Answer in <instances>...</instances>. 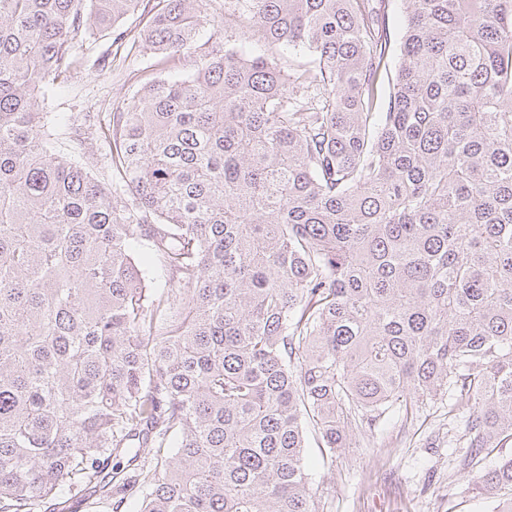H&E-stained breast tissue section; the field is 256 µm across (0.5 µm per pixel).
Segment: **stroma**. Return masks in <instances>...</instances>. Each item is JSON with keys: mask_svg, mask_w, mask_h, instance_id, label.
<instances>
[{"mask_svg": "<svg viewBox=\"0 0 512 512\" xmlns=\"http://www.w3.org/2000/svg\"><path fill=\"white\" fill-rule=\"evenodd\" d=\"M118 26L127 34L118 49L105 32L75 38L83 64L64 91L45 101L44 111L104 118L131 98L136 76L151 59L139 47L141 19L127 15ZM110 53L116 56L111 70H100L97 59ZM450 405L445 396L411 419L389 414L333 457L308 432L303 464L319 512H494V502L478 494L458 467L459 451L449 442L461 431L462 415Z\"/></svg>", "mask_w": 512, "mask_h": 512, "instance_id": "stroma-1", "label": "stroma"}]
</instances>
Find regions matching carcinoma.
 <instances>
[{"mask_svg": "<svg viewBox=\"0 0 512 512\" xmlns=\"http://www.w3.org/2000/svg\"><path fill=\"white\" fill-rule=\"evenodd\" d=\"M160 2L0 0V512H319L306 427L333 457L450 389L512 512V459L474 472L512 440V0H401L387 81L390 0ZM130 12L156 75L103 124L42 111ZM136 251L141 269L150 286L152 288H158L160 291L164 288H170L171 282L168 274L161 270L159 263L156 262L154 256L148 249L145 240H138ZM74 499V509L76 512H113L112 502L99 497L98 493L81 488L72 489L71 496Z\"/></svg>", "mask_w": 512, "mask_h": 512, "instance_id": "1", "label": "carcinoma"}]
</instances>
